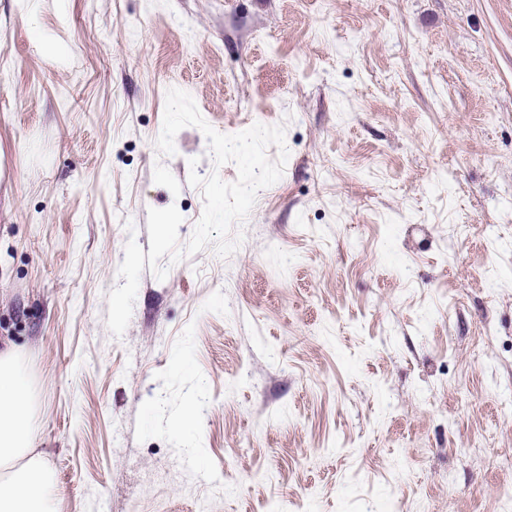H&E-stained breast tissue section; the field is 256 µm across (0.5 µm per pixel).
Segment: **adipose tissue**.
<instances>
[{
  "label": "adipose tissue",
  "mask_w": 512,
  "mask_h": 512,
  "mask_svg": "<svg viewBox=\"0 0 512 512\" xmlns=\"http://www.w3.org/2000/svg\"><path fill=\"white\" fill-rule=\"evenodd\" d=\"M28 391L18 375L14 349L0 350V466L21 460L20 469L0 478V512H50L53 482L33 452Z\"/></svg>",
  "instance_id": "adipose-tissue-1"
}]
</instances>
